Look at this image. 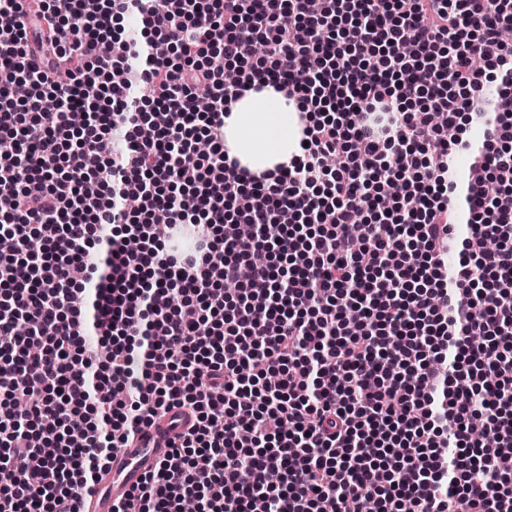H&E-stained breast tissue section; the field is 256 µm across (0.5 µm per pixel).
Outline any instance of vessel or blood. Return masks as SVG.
I'll list each match as a JSON object with an SVG mask.
<instances>
[{"instance_id":"vessel-or-blood-1","label":"vessel or blood","mask_w":512,"mask_h":512,"mask_svg":"<svg viewBox=\"0 0 512 512\" xmlns=\"http://www.w3.org/2000/svg\"><path fill=\"white\" fill-rule=\"evenodd\" d=\"M171 418L150 423L137 433L132 447L115 452L111 464L104 469L93 487L83 492L85 512H112L113 502L130 491L144 473L152 470L166 451L165 431Z\"/></svg>"}]
</instances>
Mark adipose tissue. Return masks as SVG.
Returning <instances> with one entry per match:
<instances>
[{"mask_svg":"<svg viewBox=\"0 0 512 512\" xmlns=\"http://www.w3.org/2000/svg\"><path fill=\"white\" fill-rule=\"evenodd\" d=\"M300 112L273 87L245 92L224 118V148L250 173L275 171L300 152Z\"/></svg>","mask_w":512,"mask_h":512,"instance_id":"obj_1","label":"adipose tissue"}]
</instances>
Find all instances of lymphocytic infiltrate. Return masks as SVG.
Here are the masks:
<instances>
[{
  "label": "lymphocytic infiltrate",
  "mask_w": 512,
  "mask_h": 512,
  "mask_svg": "<svg viewBox=\"0 0 512 512\" xmlns=\"http://www.w3.org/2000/svg\"><path fill=\"white\" fill-rule=\"evenodd\" d=\"M133 12L139 41L116 28ZM0 15V234L16 242L0 256V512H83L113 451L174 408L182 431L112 512H250L257 496L267 512H512V0ZM257 79L304 108L300 156L260 176L224 150V114ZM487 82L474 147L462 118ZM117 129L125 149L102 154ZM200 137L208 156L177 166ZM159 211L195 228L191 251ZM244 268L265 291L229 296Z\"/></svg>",
  "instance_id": "lymphocytic-infiltrate-1"
}]
</instances>
